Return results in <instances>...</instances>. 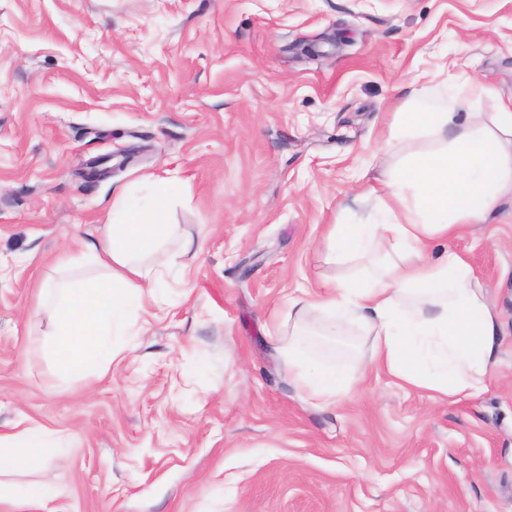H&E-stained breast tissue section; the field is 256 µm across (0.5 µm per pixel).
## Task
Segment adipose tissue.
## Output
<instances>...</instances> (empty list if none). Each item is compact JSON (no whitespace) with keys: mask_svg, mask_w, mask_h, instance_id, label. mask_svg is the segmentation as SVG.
I'll list each match as a JSON object with an SVG mask.
<instances>
[{"mask_svg":"<svg viewBox=\"0 0 512 512\" xmlns=\"http://www.w3.org/2000/svg\"><path fill=\"white\" fill-rule=\"evenodd\" d=\"M484 93L475 86L435 100L428 89L411 90V108L398 113L384 144L399 162L364 191L378 200L383 223L330 224L324 234L326 261H357L364 274L290 301L297 321L322 335L357 325L372 339L371 364L401 386L448 403L487 387L501 348L487 290L469 255L451 245L466 228L488 223L512 194V105L476 111ZM417 137L427 149L403 154L404 142ZM169 199L162 182L148 207L117 198L114 222L99 225L79 254L62 257V267L91 264L103 274L45 289L38 312L52 323L54 340L44 355L61 378L109 371L130 313L162 277L148 260L163 242L173 244L167 266L185 269L197 259L200 242L161 221ZM437 242L445 248L434 256ZM286 358L297 388L314 405L335 403L352 385L340 363H310L297 342H289ZM67 445L65 434L40 426L0 433V475L24 462L41 464V449Z\"/></svg>","mask_w":512,"mask_h":512,"instance_id":"adipose-tissue-1","label":"adipose tissue"}]
</instances>
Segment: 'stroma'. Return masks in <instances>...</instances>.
I'll return each instance as SVG.
<instances>
[{"label": "stroma", "mask_w": 512, "mask_h": 512, "mask_svg": "<svg viewBox=\"0 0 512 512\" xmlns=\"http://www.w3.org/2000/svg\"><path fill=\"white\" fill-rule=\"evenodd\" d=\"M419 76L489 86L482 112L512 100V0H0V432L71 439L8 477L57 498L0 512H512L511 196L455 242L502 327L480 395L400 387L349 330L309 351L365 377L315 406L279 349L289 297L355 276L323 230L373 223L363 186ZM157 179L199 259L106 375L62 380L39 287Z\"/></svg>", "instance_id": "stroma-1"}]
</instances>
